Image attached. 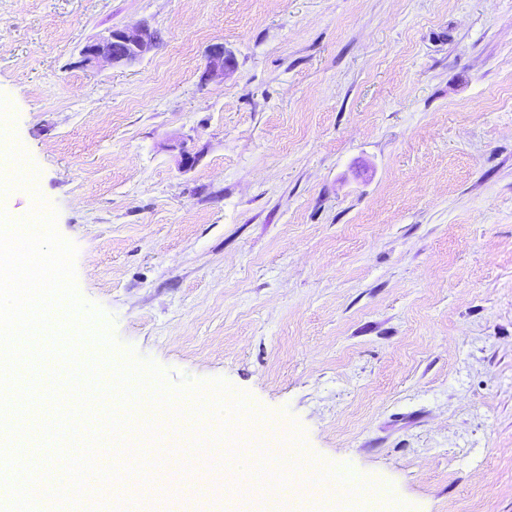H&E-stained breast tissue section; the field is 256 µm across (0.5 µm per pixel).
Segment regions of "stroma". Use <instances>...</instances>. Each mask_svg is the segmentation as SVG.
Returning <instances> with one entry per match:
<instances>
[{"mask_svg":"<svg viewBox=\"0 0 512 512\" xmlns=\"http://www.w3.org/2000/svg\"><path fill=\"white\" fill-rule=\"evenodd\" d=\"M0 96L35 175L0 208L57 209L110 362L224 380L410 512H512V0H0ZM223 465L147 463L146 512H245ZM158 42V35L149 25L134 28L113 29L86 44L81 50L86 65H130L139 61ZM234 60L224 48V44H212L206 52L205 67L202 73V81L215 78H223L224 72L233 68Z\"/></svg>","mask_w":512,"mask_h":512,"instance_id":"stroma-1","label":"stroma"}]
</instances>
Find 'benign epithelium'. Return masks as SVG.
Listing matches in <instances>:
<instances>
[{
    "label": "benign epithelium",
    "mask_w": 512,
    "mask_h": 512,
    "mask_svg": "<svg viewBox=\"0 0 512 512\" xmlns=\"http://www.w3.org/2000/svg\"><path fill=\"white\" fill-rule=\"evenodd\" d=\"M157 42L156 31L147 24L131 29H111L107 34L86 44L81 50V56L87 65H130L155 48ZM233 66L234 60L224 48V44H213L206 52L202 80L222 78L224 72Z\"/></svg>",
    "instance_id": "benign-epithelium-1"
}]
</instances>
